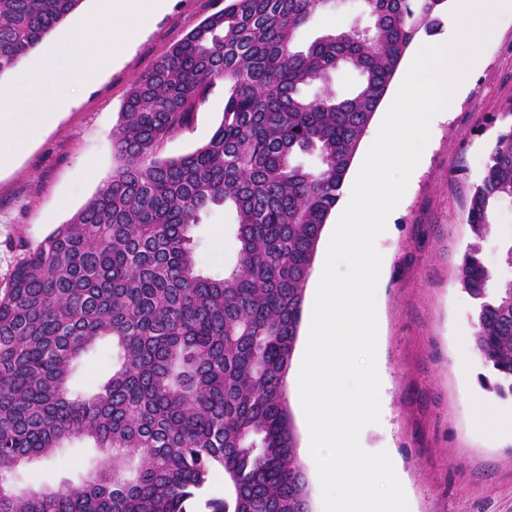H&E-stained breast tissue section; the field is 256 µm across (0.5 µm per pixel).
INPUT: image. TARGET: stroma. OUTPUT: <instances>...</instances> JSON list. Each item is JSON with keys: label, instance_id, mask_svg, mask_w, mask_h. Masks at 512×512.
<instances>
[{"label": "stroma", "instance_id": "stroma-1", "mask_svg": "<svg viewBox=\"0 0 512 512\" xmlns=\"http://www.w3.org/2000/svg\"><path fill=\"white\" fill-rule=\"evenodd\" d=\"M224 0H168L121 55L73 87L69 107L11 168L0 171V287L23 246L34 245L68 222L110 177L115 159L112 130L121 121L126 95L174 44L201 20L223 8ZM349 0L333 12L314 15L298 33V45L323 34L364 24ZM478 67L463 79L454 111L436 116L405 195L386 220L375 248L382 257L376 289L380 341L376 364L387 384L380 390L378 422L366 425L361 441L368 453H386L400 470L411 512H512V436L480 430L469 403L512 406L484 390L487 368L469 348L468 377L456 366L459 339L472 336L475 304L458 280L463 256L473 241L465 221L474 184L480 179L498 133L512 126V11L501 14L494 36L481 50ZM224 111V84L216 82L189 125L161 146L176 158L204 145ZM237 215L221 207L191 230L198 269L223 277L237 263ZM512 245V203L503 201L492 217L482 256L496 282L512 279L506 250ZM116 353L99 341L76 363L69 380L74 394L93 392L112 374ZM287 401L308 481L318 503L317 465L306 451L300 399ZM97 450L73 441L56 457L19 470V485L79 481Z\"/></svg>", "mask_w": 512, "mask_h": 512}]
</instances>
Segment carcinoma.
<instances>
[{
  "label": "carcinoma",
  "instance_id": "obj_1",
  "mask_svg": "<svg viewBox=\"0 0 512 512\" xmlns=\"http://www.w3.org/2000/svg\"><path fill=\"white\" fill-rule=\"evenodd\" d=\"M82 0H0V77ZM344 0H224L141 75L112 130V174L73 216L23 253L0 289V512H190L212 473L209 512H309L285 397L305 287L360 141L416 36L448 0H358L367 25L296 34ZM358 73L349 95L326 88ZM224 112L201 147L159 157L206 90ZM314 155L318 164L299 161ZM512 202V126L470 197L475 242L459 280L477 302L484 387L512 397V281L481 256L495 206ZM238 215V260L223 278L196 267L192 227L216 206ZM112 376L77 396L69 379L98 340ZM98 450L78 486L18 488L13 475L70 441Z\"/></svg>",
  "mask_w": 512,
  "mask_h": 512
}]
</instances>
